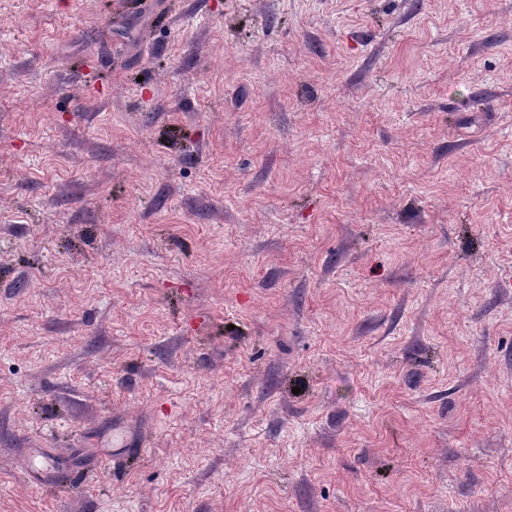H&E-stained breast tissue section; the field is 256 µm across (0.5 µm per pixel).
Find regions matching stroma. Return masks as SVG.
<instances>
[{
	"label": "stroma",
	"mask_w": 512,
	"mask_h": 512,
	"mask_svg": "<svg viewBox=\"0 0 512 512\" xmlns=\"http://www.w3.org/2000/svg\"><path fill=\"white\" fill-rule=\"evenodd\" d=\"M0 512H512V0H0Z\"/></svg>",
	"instance_id": "stroma-1"
}]
</instances>
